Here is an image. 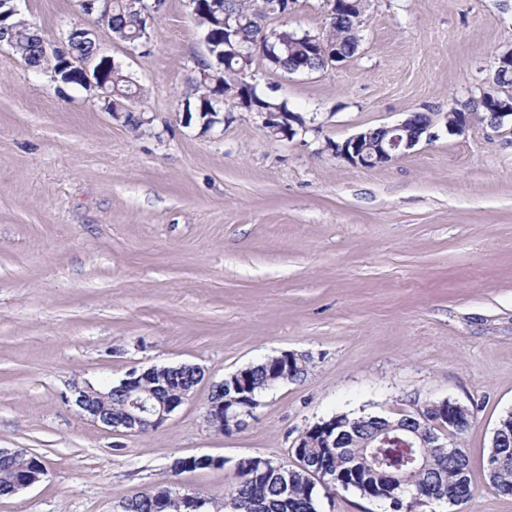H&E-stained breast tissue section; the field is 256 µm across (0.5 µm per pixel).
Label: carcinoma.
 <instances>
[{
    "instance_id": "obj_1",
    "label": "carcinoma",
    "mask_w": 512,
    "mask_h": 512,
    "mask_svg": "<svg viewBox=\"0 0 512 512\" xmlns=\"http://www.w3.org/2000/svg\"><path fill=\"white\" fill-rule=\"evenodd\" d=\"M266 7L267 0H197L193 15L215 47L211 59L200 64L210 79L195 80L194 102L187 103L188 111L201 114L203 119L224 105L227 111H232L235 87L240 80V47L257 37L254 20ZM151 18L152 14L129 0H112L108 26L112 33L125 37V42H135L145 38L151 29ZM7 23L13 28L17 53L29 67H41L47 47L40 31L14 17ZM354 27L353 17L329 18L320 41L335 49L343 60L352 59L360 49L351 35ZM268 41L273 43L272 52L262 57L268 69L288 72L295 64L307 63L312 70H321L319 60L310 55L308 40L301 35L286 43H279L272 36ZM106 76L112 92L107 108L125 113L126 124L139 126L132 106L138 94L136 84L116 64H108ZM491 94L505 101L512 97L511 66L497 69ZM244 373L255 393L265 392L280 380V373L269 359L252 365ZM439 418V413L432 409L397 418L335 413L304 428L294 440L302 454L291 469L288 489L282 488L277 462L259 457L256 463L239 470L237 481L224 492L220 512H319V486L328 497L339 490H351L364 498L370 492L384 489L392 480L404 489L402 500L392 502V512H424V507L432 502L464 504L473 498L475 490L468 457L458 442L473 417L452 432L444 454L422 446L432 435L441 433ZM340 430L347 432L344 448L329 447L331 436ZM489 453L501 457L498 469L489 474L490 483L497 492L512 495V444L491 448ZM24 460L44 465L41 457L27 451L18 459H1L0 497L9 480L23 468ZM172 493L169 484L160 483L121 502V510L183 512L178 504L161 503V499L171 498Z\"/></svg>"
}]
</instances>
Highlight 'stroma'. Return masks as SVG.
<instances>
[{
  "label": "stroma",
  "instance_id": "1",
  "mask_svg": "<svg viewBox=\"0 0 512 512\" xmlns=\"http://www.w3.org/2000/svg\"><path fill=\"white\" fill-rule=\"evenodd\" d=\"M16 8L50 53L35 70L0 47V448L42 456L47 474L0 512H119L167 480L219 502L236 461L289 460L319 419L442 399L474 413L460 445L476 494L425 512H512L486 469L512 411V129L452 136L440 122L433 141L372 169L325 149L477 92L512 45V0H370L341 66L255 62L257 93L310 121L291 139L246 112L208 131L186 119L208 57L190 0H165L143 46L115 41L78 0ZM79 23L141 88L139 128L55 78L53 51ZM284 351L308 355V374L266 393L243 431L210 429L211 383ZM180 363L205 382L143 434L65 401ZM190 455L226 464L170 476Z\"/></svg>",
  "mask_w": 512,
  "mask_h": 512
}]
</instances>
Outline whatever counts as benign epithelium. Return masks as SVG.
Segmentation results:
<instances>
[{
	"label": "benign epithelium",
	"mask_w": 512,
	"mask_h": 512,
	"mask_svg": "<svg viewBox=\"0 0 512 512\" xmlns=\"http://www.w3.org/2000/svg\"><path fill=\"white\" fill-rule=\"evenodd\" d=\"M360 0H325L326 16L334 17L338 11L354 13L352 6ZM69 63L83 84L93 85L101 91L108 90L104 74V63L96 61V54L77 59L72 57ZM252 84L241 77L235 94V106L245 112H253ZM480 101L490 110L487 126L498 130L512 119V101L504 103L490 96L485 89L479 97H470L469 101ZM255 113V112H253ZM444 116L446 129L450 135H461L471 126L464 112H412L404 120L359 131L343 142L328 143L327 149L332 155L356 167L373 168L386 166L415 150L422 141L430 142L435 137L431 129L437 118ZM255 117L260 126L273 136L290 139L298 131L306 130L299 124V114L288 116L268 110L258 111ZM298 353L283 351L275 356L284 382L293 380L291 366ZM205 379V371L196 364L181 363L175 366H152L146 370L129 371L121 379V388L126 396L123 413L112 416V390H99L91 387H76L72 390L68 402L90 418V421L103 429L123 435L145 433L163 425L170 416L187 402L196 387ZM230 388L234 396L224 398L225 388ZM262 395L254 394L247 385L241 371L214 382L209 388L205 403V420L215 432L224 433V424L237 432L248 425L253 408L260 405ZM425 408L445 410L442 416L448 427H458L460 414L467 412L464 405L451 401H431ZM45 474L39 466H32L25 476L13 482L11 494L15 495L38 483Z\"/></svg>",
	"instance_id": "benign-epithelium-1"
}]
</instances>
